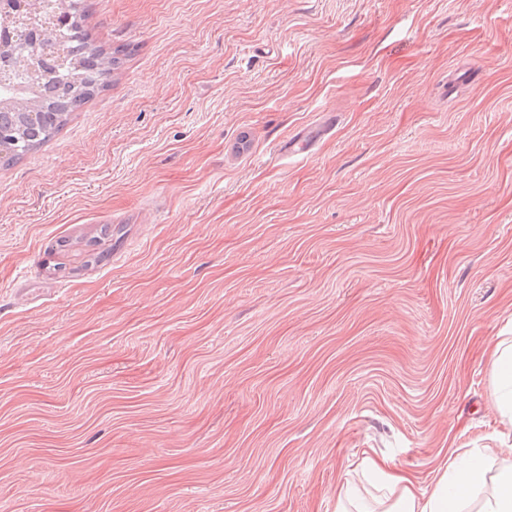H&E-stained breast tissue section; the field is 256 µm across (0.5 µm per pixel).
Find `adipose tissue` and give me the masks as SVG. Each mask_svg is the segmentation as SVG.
Returning <instances> with one entry per match:
<instances>
[{
	"label": "adipose tissue",
	"mask_w": 512,
	"mask_h": 512,
	"mask_svg": "<svg viewBox=\"0 0 512 512\" xmlns=\"http://www.w3.org/2000/svg\"><path fill=\"white\" fill-rule=\"evenodd\" d=\"M489 448L451 449L432 489L417 486L386 458L363 457L380 497L367 500L365 486L347 480L336 488V512H512V461L490 470Z\"/></svg>",
	"instance_id": "ef3b65f1"
}]
</instances>
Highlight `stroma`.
Masks as SVG:
<instances>
[{
	"instance_id": "stroma-1",
	"label": "stroma",
	"mask_w": 512,
	"mask_h": 512,
	"mask_svg": "<svg viewBox=\"0 0 512 512\" xmlns=\"http://www.w3.org/2000/svg\"><path fill=\"white\" fill-rule=\"evenodd\" d=\"M84 3L130 56L0 167V512H335L366 454L512 459V0ZM335 123L336 116L325 112L320 122L300 130L284 141L280 146L281 154L286 157H309L315 144L333 130ZM494 377L493 396L498 410L512 421V344L497 349L491 360Z\"/></svg>"
}]
</instances>
